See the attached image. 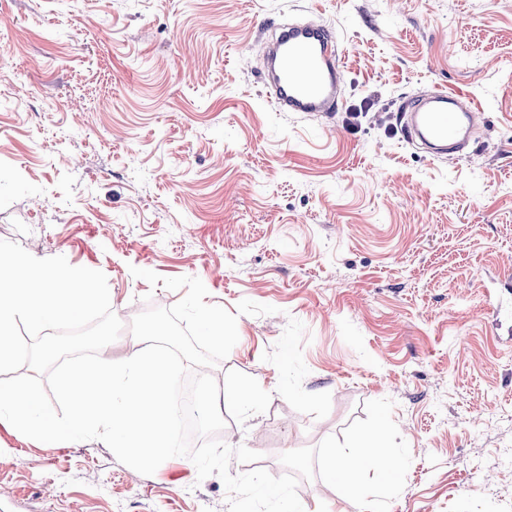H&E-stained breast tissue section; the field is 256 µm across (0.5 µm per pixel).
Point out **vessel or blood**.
I'll use <instances>...</instances> for the list:
<instances>
[{
	"label": "vessel or blood",
	"mask_w": 512,
	"mask_h": 512,
	"mask_svg": "<svg viewBox=\"0 0 512 512\" xmlns=\"http://www.w3.org/2000/svg\"><path fill=\"white\" fill-rule=\"evenodd\" d=\"M340 33L308 19L282 26L262 44L264 75L283 112H333L345 79ZM403 133L433 154L462 149L478 124L473 99L440 87L403 108Z\"/></svg>",
	"instance_id": "vessel-or-blood-1"
}]
</instances>
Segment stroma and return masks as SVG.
I'll list each match as a JSON object with an SVG mask.
<instances>
[{
    "instance_id": "35a3bbf8",
    "label": "stroma",
    "mask_w": 512,
    "mask_h": 512,
    "mask_svg": "<svg viewBox=\"0 0 512 512\" xmlns=\"http://www.w3.org/2000/svg\"><path fill=\"white\" fill-rule=\"evenodd\" d=\"M301 18L344 34L339 111L270 101L265 32ZM434 86L482 114L469 154L403 140V102ZM0 240L105 274L116 357L183 296L135 267L274 306L208 369L263 391L222 409L219 440L260 455L231 474L282 476L388 399L411 454L389 512H512V287L481 281L512 271V0H0ZM0 512L228 504L187 457L145 476L0 424Z\"/></svg>"
}]
</instances>
